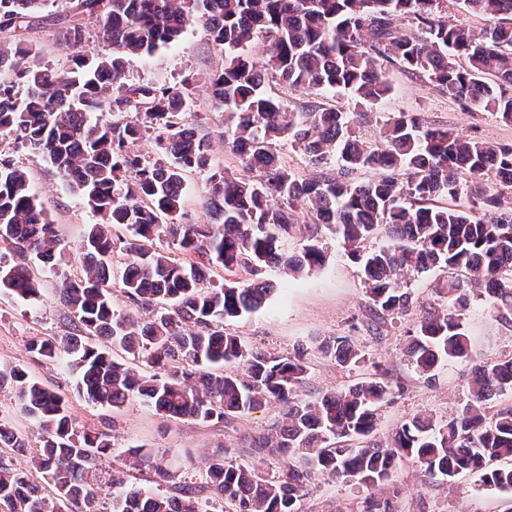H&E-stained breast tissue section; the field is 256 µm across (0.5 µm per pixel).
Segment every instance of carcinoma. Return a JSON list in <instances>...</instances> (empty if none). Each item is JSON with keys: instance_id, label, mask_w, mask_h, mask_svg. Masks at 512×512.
<instances>
[{"instance_id": "1", "label": "carcinoma", "mask_w": 512, "mask_h": 512, "mask_svg": "<svg viewBox=\"0 0 512 512\" xmlns=\"http://www.w3.org/2000/svg\"><path fill=\"white\" fill-rule=\"evenodd\" d=\"M45 2L0 0V136L39 154L100 222L77 246L80 275L61 288L70 332L35 340L31 351L63 363L89 401L114 410L140 398L163 416L204 424L230 423L272 402L283 410L272 433L240 450L248 461L235 463L231 449L217 448L205 481L180 485L175 494L127 489L122 476H112L121 490L113 512H208L215 499L230 507L218 512H299L316 473L372 489L359 512H396L389 480L402 461L446 484L469 475L512 495V408L492 410L494 398L512 389V359L475 364L456 415L445 421L416 415L382 444L377 411L392 394L383 379L305 399L297 391L308 371L303 347L275 355L224 330L275 291L265 268L301 274L323 266L318 239L297 254L283 250L300 223L299 201L359 264L379 321L413 304L407 274L448 272L440 292L454 311L424 315L407 348L418 373L431 378L447 359L473 358L470 292L481 287L495 312L512 313V208L492 195L455 208L434 201L457 199L470 179L512 186V144L465 139L401 113L382 129L386 147L379 150L355 136L345 113L315 102L289 111L264 84L272 77L312 94L344 90L373 104L391 91L380 65L389 59L426 76L466 110L512 123V0H463L485 21L478 32L439 17L440 0H74L73 10L99 23L96 38L108 51L86 53L91 35L71 20L63 69L42 65L37 47L25 40ZM402 15L415 25H396ZM199 21L225 53L224 70L210 79L230 126L218 143L252 173L248 178L224 174L212 135L184 122L192 78L178 86L127 83V57L150 55ZM260 37L268 47L258 60L249 48ZM105 113L112 119L101 118ZM146 138L163 157L148 160L135 149ZM282 139L318 175L301 179L283 165L274 149ZM333 160L338 169L330 175L326 165ZM362 171L378 178L360 181ZM193 172L209 173V224L178 221ZM114 226L126 231L119 263L112 261ZM381 226L393 244L366 250ZM0 244L21 258L7 263L0 256V288L23 301L38 297L27 260L55 265L64 247L27 172L6 157H0ZM171 246L184 258L173 257ZM218 268L228 274L220 283L209 277ZM239 270L250 279L233 278ZM116 291L137 313L120 308ZM99 337L127 359L98 347ZM322 351L348 367L364 361L346 336ZM231 363L242 372L224 368ZM6 386L42 430L35 465L52 493L31 494L30 470L0 462V512H102L87 477L112 452L110 436L79 426L65 399L19 364L0 363V388ZM0 442L21 453L27 448L2 416ZM127 455L132 468L152 472L156 486L171 481L142 449ZM269 456L288 463L285 477L262 475L258 462Z\"/></svg>"}]
</instances>
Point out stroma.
Instances as JSON below:
<instances>
[{
  "label": "stroma",
  "instance_id": "1",
  "mask_svg": "<svg viewBox=\"0 0 512 512\" xmlns=\"http://www.w3.org/2000/svg\"><path fill=\"white\" fill-rule=\"evenodd\" d=\"M223 67V48L213 44L205 27L198 23L189 27L177 43L129 59L127 79L136 85L173 84L187 75L207 78ZM384 71L392 85L387 99L363 105L351 95L330 93L321 97V104L348 114L371 113L372 122L357 123L356 130L363 140L372 143L381 139L382 122L399 112L418 114L431 125L453 130L471 140L512 143V124L498 116L463 111L457 101L434 90L425 76L399 64H385ZM0 155L28 171L34 192L43 201L65 243L63 264L37 270L42 282L40 299L26 302L0 289V362L25 366L34 377L64 395L80 425L110 435L114 444L112 455L91 479L105 512H110L117 493L110 479L114 472L126 467L123 450L127 444L145 446L156 461L168 468L172 481L163 490L169 494L175 486L203 482L207 458L215 448H241L244 439L269 432L281 420L282 409L276 404L227 425L168 418L156 414L138 398L115 412L79 396L76 380L64 365L31 353L34 339L61 336L68 331L69 313L60 300L59 288L64 278L78 274L76 247L88 225L97 223L98 218L37 154L11 140L0 139ZM318 237L328 251L322 268L295 277L279 268L267 269L266 278L277 286L274 294L260 309L225 325L227 332L241 336L250 346L274 354L288 356L294 347L304 346L308 372L300 388L303 398L314 399L330 390L347 389L372 377L377 368L388 369L394 393L378 411L377 435L383 440L416 414L445 419L454 413L469 394L476 360L512 358V321L500 320L489 299L475 292L469 297L466 314L467 332L474 345L472 359L448 360L435 379H425L414 370L406 349L425 312L448 308L446 297L437 288L446 276L445 271L436 269L412 277L408 286L414 292V304L406 313L386 319L375 334L370 329L372 305L357 263L348 257L336 236L323 230ZM336 336L349 337L364 353L365 364L349 369L326 357L320 347ZM0 414L9 418L28 444L24 455L0 444V461L27 465L41 451L37 423L21 413L8 390H0ZM391 482L398 491L400 512H512V496L478 488L469 477L447 486L439 478L425 475L411 461L398 464ZM367 494L361 485L321 476L316 478L301 507L303 512H329L337 505L343 512H357Z\"/></svg>",
  "mask_w": 512,
  "mask_h": 512
}]
</instances>
